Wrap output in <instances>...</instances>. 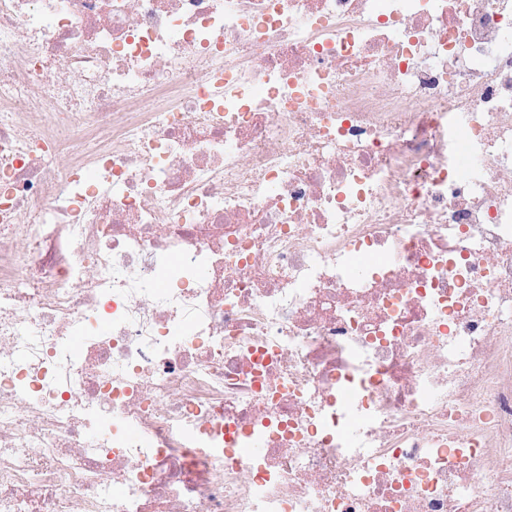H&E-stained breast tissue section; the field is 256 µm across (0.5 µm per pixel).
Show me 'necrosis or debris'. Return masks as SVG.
<instances>
[{
  "label": "necrosis or debris",
  "instance_id": "4bbe7bcc",
  "mask_svg": "<svg viewBox=\"0 0 512 512\" xmlns=\"http://www.w3.org/2000/svg\"><path fill=\"white\" fill-rule=\"evenodd\" d=\"M0 512H512V0H0Z\"/></svg>",
  "mask_w": 512,
  "mask_h": 512
}]
</instances>
